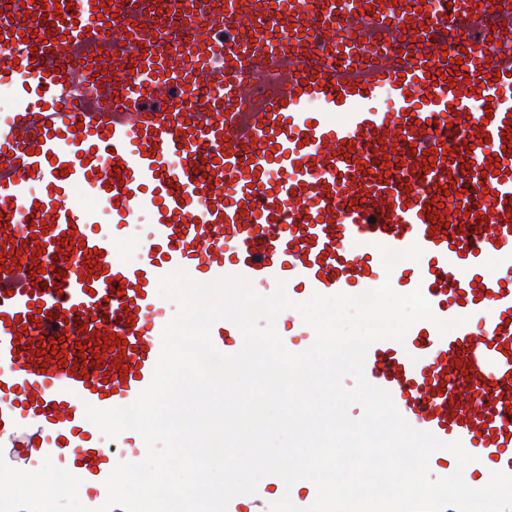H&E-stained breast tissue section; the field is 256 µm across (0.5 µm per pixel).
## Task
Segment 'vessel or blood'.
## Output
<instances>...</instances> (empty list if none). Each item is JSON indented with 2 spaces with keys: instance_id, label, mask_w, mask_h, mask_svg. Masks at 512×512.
<instances>
[{
  "instance_id": "obj_1",
  "label": "vessel or blood",
  "mask_w": 512,
  "mask_h": 512,
  "mask_svg": "<svg viewBox=\"0 0 512 512\" xmlns=\"http://www.w3.org/2000/svg\"><path fill=\"white\" fill-rule=\"evenodd\" d=\"M11 2L0 15V85L14 89L12 111L0 113V456L9 465L67 459L91 506L106 505L114 460L135 461L145 445L127 452L123 431L112 457L85 408L129 405L150 384L166 325L156 286L180 268L197 282L281 280L295 302L386 282L419 288L436 317L463 325L442 335L424 320L404 342H374L365 376L411 426L512 475V149L503 137L512 51L479 46L487 27L512 35V9L423 0L409 15L393 0L371 9L320 0L315 27L300 0H264L219 39L238 0H168L187 23L165 32L156 0H113L107 28L94 16L102 0ZM29 30L35 38L23 41ZM354 35L394 48L364 62ZM329 45L349 62L325 61ZM386 94L390 109L368 108ZM451 183L460 193L446 196L452 216L441 231L429 209ZM144 210L154 224L132 265L119 239ZM23 246L38 249L45 273L14 269L10 253ZM96 249L93 271L86 254ZM392 255L422 263L387 264ZM492 263L498 275L487 274ZM85 326L126 340L107 354L121 368L73 375ZM60 337L67 349L51 356ZM211 339L225 354L243 345L224 319ZM460 372L467 386H454Z\"/></svg>"
}]
</instances>
